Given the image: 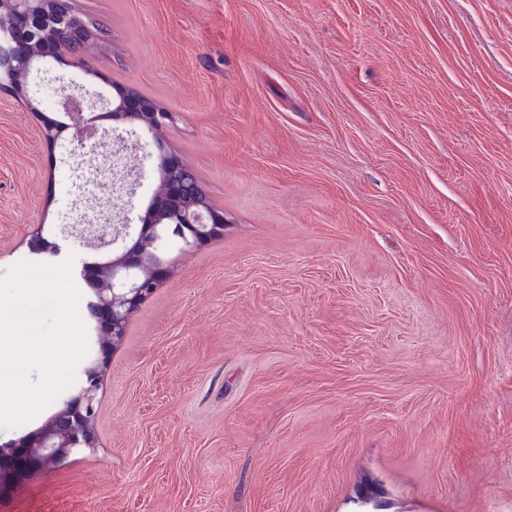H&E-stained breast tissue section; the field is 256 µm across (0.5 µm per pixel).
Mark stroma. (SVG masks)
Returning a JSON list of instances; mask_svg holds the SVG:
<instances>
[{
    "label": "stroma",
    "instance_id": "35a3bbf8",
    "mask_svg": "<svg viewBox=\"0 0 512 512\" xmlns=\"http://www.w3.org/2000/svg\"><path fill=\"white\" fill-rule=\"evenodd\" d=\"M71 2L98 77L0 92V279L157 187L113 132L45 143L62 78L173 112L227 222L130 317L100 448L0 512H512V0ZM45 226V224H39L32 232L28 241L29 251L37 258L58 257L61 254L60 244L45 236Z\"/></svg>",
    "mask_w": 512,
    "mask_h": 512
}]
</instances>
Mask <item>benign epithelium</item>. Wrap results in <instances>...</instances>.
<instances>
[{
	"mask_svg": "<svg viewBox=\"0 0 512 512\" xmlns=\"http://www.w3.org/2000/svg\"><path fill=\"white\" fill-rule=\"evenodd\" d=\"M89 42L85 25L69 0H0V60L19 69L46 50L66 44L81 56ZM116 97L104 102L86 85L61 84L58 117L37 113L40 132L53 145L69 134L72 155H82L86 142L105 131L101 121L130 123L150 137L157 154V188L139 217L135 235L126 224H100L77 229L62 225L50 230L56 237L77 236L97 251L122 238L126 243L104 258L83 262L97 276L86 311L98 338V353L82 369L71 392L36 429L0 445V494L29 471L56 467L71 455L99 446L95 417L102 388V369L107 355L125 335L129 317L169 276L173 260L155 259L158 242L185 252L224 234V211L211 206L193 170L165 146L163 130L173 113L128 86L115 87ZM40 224L32 232L28 248L37 258L61 254L60 244L44 234Z\"/></svg>",
	"mask_w": 512,
	"mask_h": 512,
	"instance_id": "obj_1",
	"label": "benign epithelium"
}]
</instances>
